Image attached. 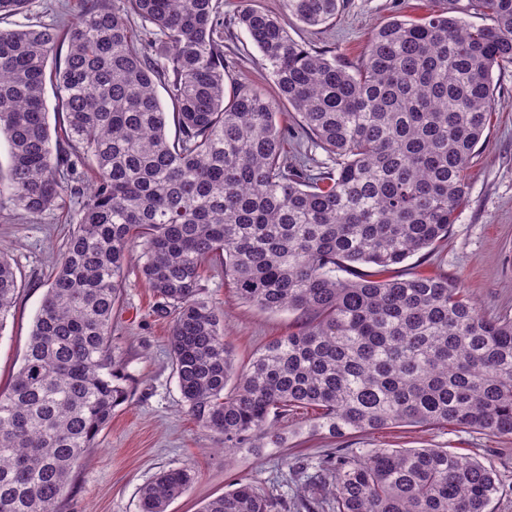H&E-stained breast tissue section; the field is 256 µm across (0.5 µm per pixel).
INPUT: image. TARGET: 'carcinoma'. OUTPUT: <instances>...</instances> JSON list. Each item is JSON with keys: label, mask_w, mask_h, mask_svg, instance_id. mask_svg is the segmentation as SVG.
Wrapping results in <instances>:
<instances>
[{"label": "carcinoma", "mask_w": 512, "mask_h": 512, "mask_svg": "<svg viewBox=\"0 0 512 512\" xmlns=\"http://www.w3.org/2000/svg\"><path fill=\"white\" fill-rule=\"evenodd\" d=\"M447 2L375 28L348 66L282 21L325 25L343 0H281L279 14L244 0L234 22L271 71V94L226 95L221 0H84L62 26L0 27V135L11 148L0 196L32 217L65 197L79 205L0 392V512H56L127 399L112 310L135 247L154 312L170 319L183 402L227 456L280 445L275 423L306 405L319 410L313 429L334 437L437 425L512 435V317L484 314L446 276L380 278L448 236L494 109L493 71L512 64V0ZM31 4L0 0V21ZM472 12L487 24L472 27ZM281 104L335 166L288 160ZM214 260L245 302L299 316L242 369L202 286ZM17 292L0 248V333ZM197 478L189 466L159 473L140 489V512H167ZM308 488L298 512H488L499 486L456 451L340 448ZM274 504L241 480L200 512Z\"/></svg>", "instance_id": "1"}]
</instances>
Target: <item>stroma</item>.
Returning <instances> with one entry per match:
<instances>
[{
	"label": "stroma",
	"instance_id": "stroma-1",
	"mask_svg": "<svg viewBox=\"0 0 512 512\" xmlns=\"http://www.w3.org/2000/svg\"><path fill=\"white\" fill-rule=\"evenodd\" d=\"M79 0H33L30 12L8 19L11 28L51 23L76 16ZM444 0H344L327 27H306L287 19L296 41L336 51L357 61L376 27L396 16L418 18L445 9ZM245 31L224 35V75L228 87L271 84L267 70ZM496 109L486 141L468 171L467 202L438 247L410 256L401 273L447 274L470 288L485 314L512 316V65L494 71ZM77 221V206L64 200L41 216L30 217L0 199V247L14 265L20 292L0 333V391H7L21 364L36 314L48 288L64 240ZM206 296L224 313V340L237 366L246 365L268 342L287 335L297 319L270 313L239 299L220 263L206 265ZM155 298L138 272H130L112 312V347L125 375L128 398L115 408L112 422L95 448L79 461L58 512H139V491L161 471L190 466L198 473L193 488L167 512H199L211 498L240 479L251 481L278 502L292 504L327 454L338 448H440L472 455L496 473L501 488L490 512H512V436L499 437L451 428L402 427L334 437L314 433L311 407L280 419V447L242 451L225 458L219 436L204 431L189 414L179 391L167 345L168 320L154 312Z\"/></svg>",
	"mask_w": 512,
	"mask_h": 512
}]
</instances>
